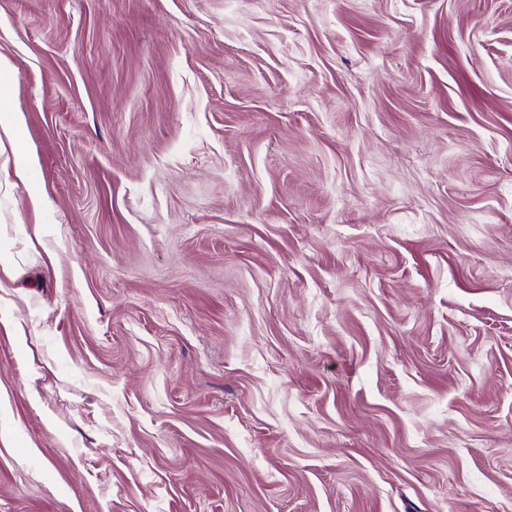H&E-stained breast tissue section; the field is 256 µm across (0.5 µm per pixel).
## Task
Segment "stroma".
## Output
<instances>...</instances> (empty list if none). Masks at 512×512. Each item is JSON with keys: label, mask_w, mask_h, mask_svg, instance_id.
Instances as JSON below:
<instances>
[{"label": "stroma", "mask_w": 512, "mask_h": 512, "mask_svg": "<svg viewBox=\"0 0 512 512\" xmlns=\"http://www.w3.org/2000/svg\"><path fill=\"white\" fill-rule=\"evenodd\" d=\"M0 52V512H512V0H0ZM13 68L10 58L0 53V154L4 153L8 146L11 148L14 158V176L21 183L27 184L31 166L27 154L20 145L23 124L17 113L2 106L3 100L11 92L10 77Z\"/></svg>", "instance_id": "1"}]
</instances>
